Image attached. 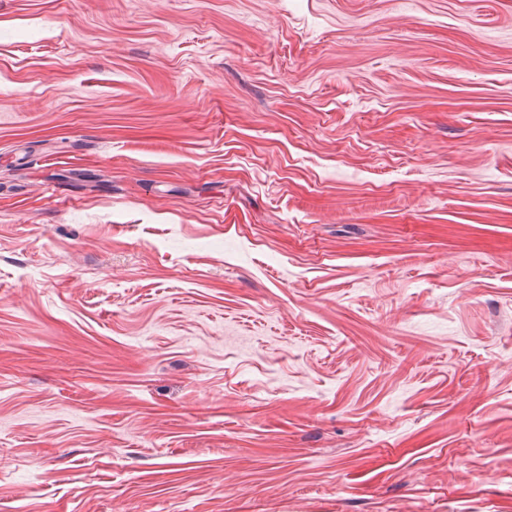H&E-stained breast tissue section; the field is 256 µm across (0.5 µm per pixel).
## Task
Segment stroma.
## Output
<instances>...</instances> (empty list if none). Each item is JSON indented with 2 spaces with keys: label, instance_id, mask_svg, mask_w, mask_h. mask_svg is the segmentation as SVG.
Wrapping results in <instances>:
<instances>
[{
  "label": "stroma",
  "instance_id": "obj_1",
  "mask_svg": "<svg viewBox=\"0 0 512 512\" xmlns=\"http://www.w3.org/2000/svg\"><path fill=\"white\" fill-rule=\"evenodd\" d=\"M0 512H512V0H0Z\"/></svg>",
  "mask_w": 512,
  "mask_h": 512
}]
</instances>
